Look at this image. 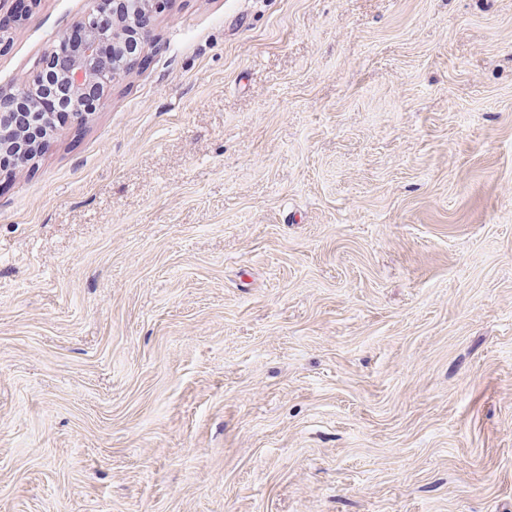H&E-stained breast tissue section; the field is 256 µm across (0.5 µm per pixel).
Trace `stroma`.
<instances>
[{
    "instance_id": "stroma-1",
    "label": "stroma",
    "mask_w": 512,
    "mask_h": 512,
    "mask_svg": "<svg viewBox=\"0 0 512 512\" xmlns=\"http://www.w3.org/2000/svg\"><path fill=\"white\" fill-rule=\"evenodd\" d=\"M151 28L0 171V512H512V0Z\"/></svg>"
}]
</instances>
